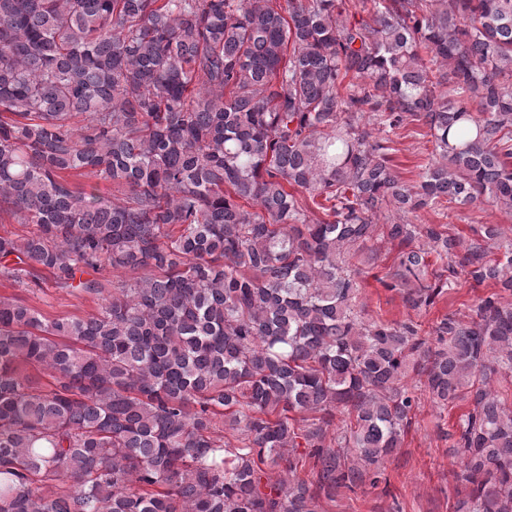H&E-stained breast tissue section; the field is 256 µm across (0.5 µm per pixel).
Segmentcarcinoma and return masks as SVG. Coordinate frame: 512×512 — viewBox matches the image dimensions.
Segmentation results:
<instances>
[{"label":"carcinoma","instance_id":"obj_1","mask_svg":"<svg viewBox=\"0 0 512 512\" xmlns=\"http://www.w3.org/2000/svg\"><path fill=\"white\" fill-rule=\"evenodd\" d=\"M407 120L435 144L412 184ZM478 201L512 213V0H0V212L34 226L0 274L104 300L46 322L0 297V512H316L384 480L417 391L472 405L454 512H512V227L410 220ZM379 225L409 309L494 291L425 335L365 319ZM415 129L422 134L428 131L426 127L416 128L414 124H409L398 131L399 136H392L394 142L391 144L395 148L391 157L397 172L404 180L411 182L419 179V165L426 163L433 150V144L429 142L431 137L412 134V130Z\"/></svg>","mask_w":512,"mask_h":512}]
</instances>
